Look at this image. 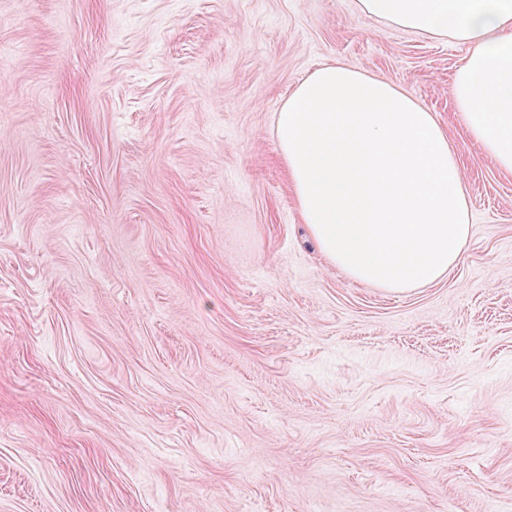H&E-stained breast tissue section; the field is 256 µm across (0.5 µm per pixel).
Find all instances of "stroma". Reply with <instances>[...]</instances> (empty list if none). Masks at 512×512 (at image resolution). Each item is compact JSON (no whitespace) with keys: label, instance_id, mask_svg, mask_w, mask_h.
I'll return each instance as SVG.
<instances>
[{"label":"stroma","instance_id":"obj_1","mask_svg":"<svg viewBox=\"0 0 512 512\" xmlns=\"http://www.w3.org/2000/svg\"><path fill=\"white\" fill-rule=\"evenodd\" d=\"M466 45L357 0H0V512H512V174ZM342 62L437 116L471 233L352 282L272 132Z\"/></svg>","mask_w":512,"mask_h":512}]
</instances>
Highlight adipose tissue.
<instances>
[{"mask_svg":"<svg viewBox=\"0 0 512 512\" xmlns=\"http://www.w3.org/2000/svg\"><path fill=\"white\" fill-rule=\"evenodd\" d=\"M364 16L469 51L453 82L469 138L512 172V0H358ZM276 147L321 255L352 281L436 283L470 233L464 173L436 115L397 85L340 62L299 82Z\"/></svg>","mask_w":512,"mask_h":512,"instance_id":"ef3b65f1","label":"adipose tissue"}]
</instances>
